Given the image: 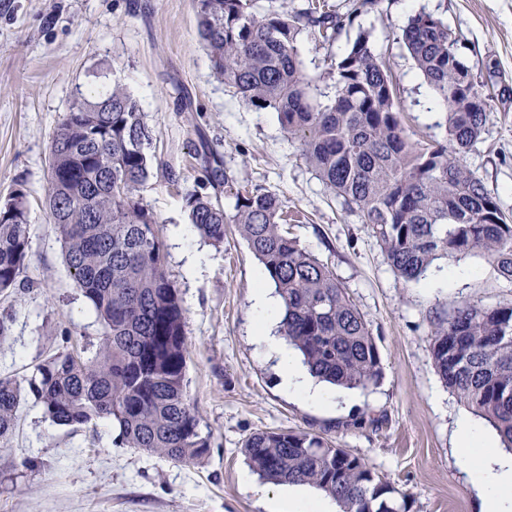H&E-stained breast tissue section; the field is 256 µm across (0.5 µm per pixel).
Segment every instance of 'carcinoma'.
I'll use <instances>...</instances> for the list:
<instances>
[{
	"label": "carcinoma",
	"instance_id": "obj_1",
	"mask_svg": "<svg viewBox=\"0 0 512 512\" xmlns=\"http://www.w3.org/2000/svg\"><path fill=\"white\" fill-rule=\"evenodd\" d=\"M350 0L341 14L326 0L261 12L257 0H196L198 28L213 68L246 103L277 114L288 138L331 193L359 214L393 271L418 280L443 257L483 255L512 284V221L497 197L461 161L480 140L488 102L460 60L441 18L411 16L400 40L447 109L454 154L413 140L370 33L360 31L334 64L336 92L314 96L319 75L305 71L298 37L324 45L377 10ZM152 130L139 101L116 86L77 98L49 146L45 204L76 287L101 326L92 356L58 349L27 383L0 377V447L19 408L33 396L54 423L73 428L110 419L118 443L185 464L210 453L186 391V317L166 269L158 218L138 195L153 169ZM206 179L235 199L229 213L199 191L186 198L193 230L213 245L234 224L282 300L280 331L314 377L365 389L382 377L369 324L332 270L284 227L279 197L235 186L214 153ZM30 247L26 195L0 197V292L15 287ZM435 368L457 398L512 451V301H463L437 318ZM249 466L278 484H305L342 512H401L406 494L364 459L310 432L260 431L243 445Z\"/></svg>",
	"mask_w": 512,
	"mask_h": 512
}]
</instances>
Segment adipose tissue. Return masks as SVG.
Listing matches in <instances>:
<instances>
[{
	"label": "adipose tissue",
	"mask_w": 512,
	"mask_h": 512,
	"mask_svg": "<svg viewBox=\"0 0 512 512\" xmlns=\"http://www.w3.org/2000/svg\"><path fill=\"white\" fill-rule=\"evenodd\" d=\"M280 306L266 286H258L253 304L254 338L276 360L281 385L288 394L313 404L327 402V394L314 384L283 340L272 333ZM458 445L460 466L473 474L483 490L484 512H512V455L495 449L487 435L468 423L459 428Z\"/></svg>",
	"instance_id": "ef3b65f1"
}]
</instances>
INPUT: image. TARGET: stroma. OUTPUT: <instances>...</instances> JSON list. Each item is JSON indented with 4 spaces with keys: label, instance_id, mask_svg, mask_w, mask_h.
<instances>
[{
    "label": "stroma",
    "instance_id": "obj_1",
    "mask_svg": "<svg viewBox=\"0 0 512 512\" xmlns=\"http://www.w3.org/2000/svg\"><path fill=\"white\" fill-rule=\"evenodd\" d=\"M440 17L478 89L490 95L482 140L464 164L512 215V0H383L332 45L300 37L299 54L319 89L355 39L371 34L385 60L413 139L450 143L446 108L396 40L418 12ZM122 86L141 103L153 133V174L141 187L157 216L167 270L186 310L187 392L208 436L209 456L183 464L117 443L109 420L72 429L22 403L8 447L0 448V512H272L283 485L264 495L244 486L245 440L264 430H304L368 461L407 493L406 512H481L457 463V423L473 413L440 380L430 354L437 316L463 300L512 301L478 254L436 261L470 276L448 287L403 282L357 213L345 210L289 140L276 113L257 109L218 79L203 47L194 0H0V195L27 196L30 252L17 288L0 293V377L23 378L53 350L96 342L101 326L76 288L43 205L50 139L73 101ZM218 153L238 185L275 193L301 245L327 264L370 325L383 377L364 390L337 389L329 404L284 395L275 364L256 345L253 295L262 266L230 231L221 246L190 229L186 194L206 185L195 154Z\"/></svg>",
    "mask_w": 512,
    "mask_h": 512
}]
</instances>
